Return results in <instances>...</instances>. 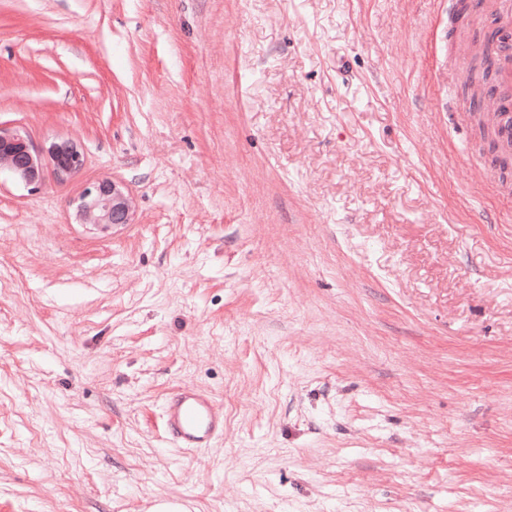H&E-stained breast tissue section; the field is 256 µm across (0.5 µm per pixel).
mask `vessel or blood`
Instances as JSON below:
<instances>
[{
	"label": "vessel or blood",
	"instance_id": "1",
	"mask_svg": "<svg viewBox=\"0 0 512 512\" xmlns=\"http://www.w3.org/2000/svg\"><path fill=\"white\" fill-rule=\"evenodd\" d=\"M483 105L496 113L506 135L512 136V94L496 91ZM167 436L180 448H207L224 435V415L212 397L203 391L184 387L166 397L162 408Z\"/></svg>",
	"mask_w": 512,
	"mask_h": 512
}]
</instances>
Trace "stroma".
<instances>
[{"label":"stroma","instance_id":"obj_1","mask_svg":"<svg viewBox=\"0 0 512 512\" xmlns=\"http://www.w3.org/2000/svg\"><path fill=\"white\" fill-rule=\"evenodd\" d=\"M445 0H0V512H512V179ZM115 177L136 221L79 223ZM224 411L177 448L165 396ZM484 39H478L477 34L472 39V58L468 70V76L464 85V94L471 105V120L476 134L481 142L488 143L490 148H497L503 153V147L499 140V130L492 115L481 111L476 102L484 95L487 86L488 73L484 68V57L480 47ZM2 166L26 186L35 188L43 180L39 152L28 138L19 132L5 131L0 127V168ZM48 153L54 164L55 175L60 180L79 172L85 163L83 151L73 141L52 143ZM162 412L164 431L178 448H210L224 437V413L199 389H178L166 397Z\"/></svg>","mask_w":512,"mask_h":512}]
</instances>
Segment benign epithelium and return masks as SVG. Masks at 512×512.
<instances>
[{
    "label": "benign epithelium",
    "instance_id": "benign-epithelium-1",
    "mask_svg": "<svg viewBox=\"0 0 512 512\" xmlns=\"http://www.w3.org/2000/svg\"><path fill=\"white\" fill-rule=\"evenodd\" d=\"M54 172L62 180L79 172L85 156L78 145L66 140L55 142L48 148ZM6 167L27 186L36 187L43 180L39 152L27 137L18 132L0 128V167ZM135 205L126 186L115 178H102L88 186L80 196L76 215L80 223L109 228L131 224Z\"/></svg>",
    "mask_w": 512,
    "mask_h": 512
}]
</instances>
